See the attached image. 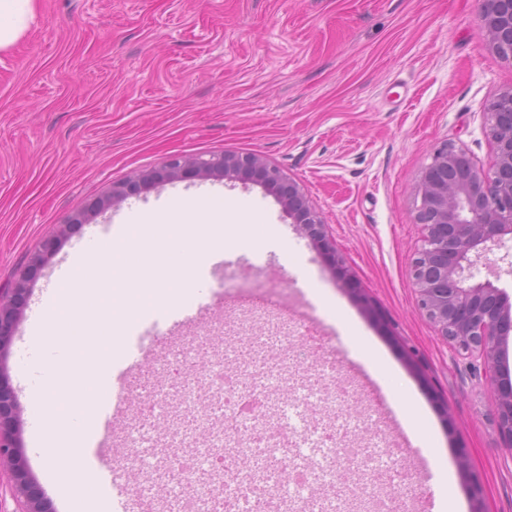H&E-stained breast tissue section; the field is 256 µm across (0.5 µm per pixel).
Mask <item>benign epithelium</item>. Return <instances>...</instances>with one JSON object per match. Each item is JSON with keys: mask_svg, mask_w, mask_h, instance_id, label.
Listing matches in <instances>:
<instances>
[{"mask_svg": "<svg viewBox=\"0 0 512 512\" xmlns=\"http://www.w3.org/2000/svg\"><path fill=\"white\" fill-rule=\"evenodd\" d=\"M480 28L490 51L512 63V0H483ZM487 134L494 147L489 168L478 166L462 148L444 143L435 148L422 170L415 199V221L423 229V245L412 258L409 277L420 313L458 351H478L496 368L502 341L512 335V300L490 280L467 285L474 277V261L512 241V89L483 104ZM187 178H220L251 183L271 191L284 213L298 225L311 246L346 285L350 274L336 254L326 225L300 184L254 153L224 152L179 155L159 168L137 173L112 184L70 218L84 224L116 200L134 196L148 185ZM57 247V237L43 240L23 275L0 299V350L13 335L28 297V283L36 277ZM497 401L498 432L512 454V379L490 380ZM19 404L7 376L0 369V466L12 474L14 494L25 512H53L42 489L29 475L24 449L14 432Z\"/></svg>", "mask_w": 512, "mask_h": 512, "instance_id": "1", "label": "benign epithelium"}]
</instances>
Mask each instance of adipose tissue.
Segmentation results:
<instances>
[{"instance_id":"obj_1","label":"adipose tissue","mask_w":512,"mask_h":512,"mask_svg":"<svg viewBox=\"0 0 512 512\" xmlns=\"http://www.w3.org/2000/svg\"><path fill=\"white\" fill-rule=\"evenodd\" d=\"M37 18L36 0H0V50L16 45ZM309 292L322 310L337 325L343 326L352 343V357L360 363L381 387L389 408L399 420L403 430L416 444L426 448L427 456L436 476V502L438 512H462L457 497L455 476L446 458L436 446L438 436L429 415L421 408L405 385L396 380L388 361L364 336L359 327L348 318L324 289L311 285Z\"/></svg>"}]
</instances>
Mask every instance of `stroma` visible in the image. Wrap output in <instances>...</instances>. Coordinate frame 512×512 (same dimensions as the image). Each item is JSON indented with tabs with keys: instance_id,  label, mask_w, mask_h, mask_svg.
I'll return each mask as SVG.
<instances>
[{
	"instance_id": "obj_1",
	"label": "stroma",
	"mask_w": 512,
	"mask_h": 512,
	"mask_svg": "<svg viewBox=\"0 0 512 512\" xmlns=\"http://www.w3.org/2000/svg\"><path fill=\"white\" fill-rule=\"evenodd\" d=\"M482 0H37L38 16L0 51V293L43 242L58 248L23 310L37 311L49 269L90 231L176 194L216 192L254 203L389 354L432 414L450 463L467 456L488 512H512V454L496 402L470 359L417 307L409 264L422 244L414 193L435 147L448 143L489 167L482 104L512 88V64L488 50ZM256 153L304 187L360 295L336 279L281 205L260 187L224 179L167 183L112 204L84 224L70 216L114 183L176 155ZM240 267L227 254L210 278L211 312L172 337H222L281 350L283 337L322 338V361L360 413L389 409L355 364L345 334L290 283L276 249ZM420 512H434V475L399 424Z\"/></svg>"
}]
</instances>
